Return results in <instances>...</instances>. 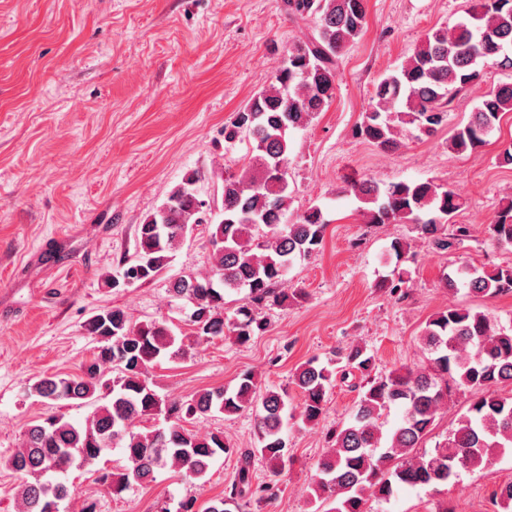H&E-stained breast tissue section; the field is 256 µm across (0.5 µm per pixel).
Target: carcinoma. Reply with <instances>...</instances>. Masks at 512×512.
<instances>
[{
  "label": "carcinoma",
  "mask_w": 512,
  "mask_h": 512,
  "mask_svg": "<svg viewBox=\"0 0 512 512\" xmlns=\"http://www.w3.org/2000/svg\"><path fill=\"white\" fill-rule=\"evenodd\" d=\"M467 17L452 27L425 33L396 70L374 84L368 108L353 135L383 151L397 148L400 136L415 130L434 134L448 117L455 93L481 85L486 69L512 70V0H471ZM293 15L317 18V35L290 45L268 86L255 93L234 119L224 125V143L249 142L247 161L238 173L211 171L220 184L217 213L204 206L192 171L169 192L163 205L137 228L136 258L112 285L131 279L145 282L165 270L187 236L202 224L208 229L211 266L203 276H180L168 292L189 306L190 332L177 336L164 319L135 324L117 307L104 308L85 325L97 341L92 358L74 377L40 375L28 392L46 402L90 405L82 423L49 415L28 424L22 445L4 460L17 475L18 512H60L71 496L62 481H45L48 473L95 466L113 448L122 449L124 464L101 470L98 482L114 496L149 484L170 469L203 479L215 459L238 457L235 478L205 512H241L251 501V458L259 455L274 466L288 458V394L268 390L257 395L254 376L246 374L232 387L166 398L152 389L148 368L162 359H185L190 345L234 337L244 344L267 329L259 310L283 305L281 288L288 270L317 253L326 223L314 206L293 223L284 221L291 199L289 133L305 128L333 99L336 57L355 43L366 25L365 0H286ZM512 112V82L488 89L472 118L455 129L448 150L473 153L486 144L502 116ZM349 191L360 203L367 224H412L420 238L448 252L468 236L469 227L452 222L464 201L443 184L399 182L385 188L372 178L355 181ZM489 237L512 245V198L503 200L487 225ZM448 291L463 287L483 298L512 294V265L493 269L466 267L444 276ZM245 291L233 315H224L225 297ZM426 362L401 367L368 382L350 421L329 435V448L310 487L309 502L328 504L324 512H366L370 495L387 500L400 486L455 483L463 470L489 461L493 448L512 447V395L497 387L512 385V329L496 325L484 312L450 306L434 314L421 334ZM374 357L367 347L351 344L336 353V368L311 358L294 373L302 399V420L315 423L324 410L334 377L349 370L367 372ZM471 392V403L445 439L433 450H421L452 391ZM393 405L404 409L400 424L382 431L381 418ZM250 408L257 444L236 448L219 434L199 435L187 423L212 413L237 414ZM163 414L165 428H137L143 419ZM495 505L512 507V482L492 493Z\"/></svg>",
  "instance_id": "carcinoma-1"
}]
</instances>
